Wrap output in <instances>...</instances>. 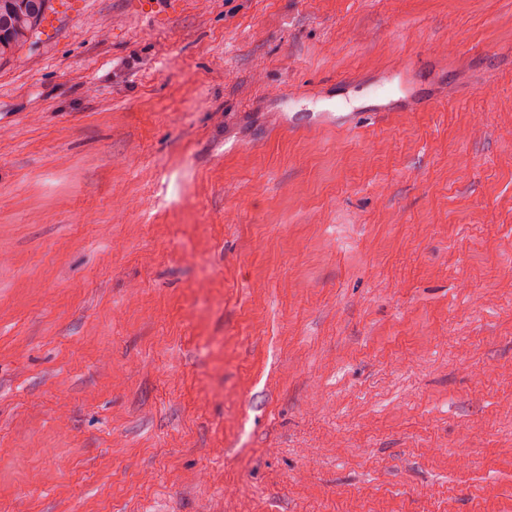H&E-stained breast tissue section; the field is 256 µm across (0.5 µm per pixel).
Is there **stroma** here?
<instances>
[{
  "mask_svg": "<svg viewBox=\"0 0 512 512\" xmlns=\"http://www.w3.org/2000/svg\"><path fill=\"white\" fill-rule=\"evenodd\" d=\"M133 2L0 61V512H512V0ZM407 70V64L401 63L396 65L391 71H389L385 78L389 81L394 80L396 77L400 78L399 92L397 95L389 94L386 92H377L374 94L376 104L367 108H353L349 115L354 118L358 112H394V103L398 101H407L413 96L412 90L406 85L401 77ZM398 97V99H395Z\"/></svg>",
  "mask_w": 512,
  "mask_h": 512,
  "instance_id": "35a3bbf8",
  "label": "stroma"
}]
</instances>
